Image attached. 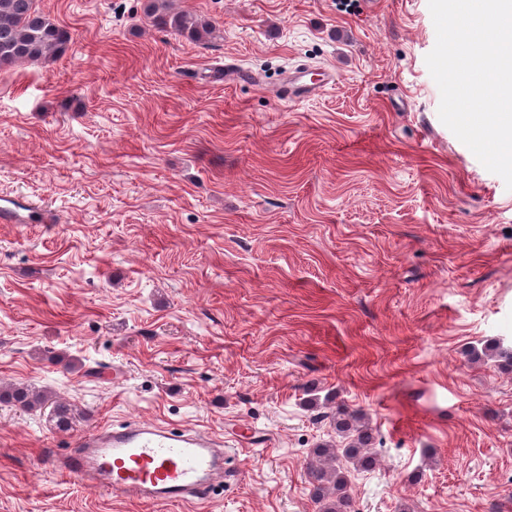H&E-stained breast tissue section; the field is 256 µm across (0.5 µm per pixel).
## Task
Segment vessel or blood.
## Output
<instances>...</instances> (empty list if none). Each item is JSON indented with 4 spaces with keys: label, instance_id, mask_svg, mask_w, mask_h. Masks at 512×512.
Here are the masks:
<instances>
[{
    "label": "vessel or blood",
    "instance_id": "1",
    "mask_svg": "<svg viewBox=\"0 0 512 512\" xmlns=\"http://www.w3.org/2000/svg\"><path fill=\"white\" fill-rule=\"evenodd\" d=\"M335 81L330 72L316 80L293 74L284 98L296 103ZM50 466L90 490L156 504L207 498L235 476L224 463L223 436L147 420L91 428L72 448L55 453Z\"/></svg>",
    "mask_w": 512,
    "mask_h": 512
}]
</instances>
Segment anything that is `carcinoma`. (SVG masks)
Masks as SVG:
<instances>
[{
	"instance_id": "1",
	"label": "carcinoma",
	"mask_w": 512,
	"mask_h": 512,
	"mask_svg": "<svg viewBox=\"0 0 512 512\" xmlns=\"http://www.w3.org/2000/svg\"><path fill=\"white\" fill-rule=\"evenodd\" d=\"M148 12L159 26L191 41L214 36L215 27L209 21L194 13L172 10L169 0H151ZM69 42L68 31L44 15L36 0H0V68L51 61L66 50ZM1 402L26 411L48 405L51 420L59 430L68 429L84 416L74 405L30 385L1 386ZM336 431L347 439V446L318 445L306 460L311 495L319 512H352L348 480L338 465L339 457L361 469H369L375 463L370 452L375 437L358 412L336 411Z\"/></svg>"
}]
</instances>
